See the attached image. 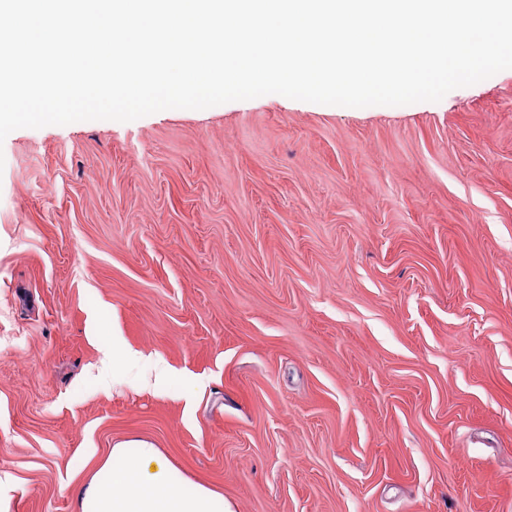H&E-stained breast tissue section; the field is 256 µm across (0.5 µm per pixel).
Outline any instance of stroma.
<instances>
[{
	"instance_id": "stroma-1",
	"label": "stroma",
	"mask_w": 512,
	"mask_h": 512,
	"mask_svg": "<svg viewBox=\"0 0 512 512\" xmlns=\"http://www.w3.org/2000/svg\"><path fill=\"white\" fill-rule=\"evenodd\" d=\"M0 500L145 439L233 512H512V70L0 144ZM180 371L101 374L105 338Z\"/></svg>"
}]
</instances>
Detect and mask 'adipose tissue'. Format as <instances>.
Instances as JSON below:
<instances>
[{"label":"adipose tissue","instance_id":"ef3b65f1","mask_svg":"<svg viewBox=\"0 0 512 512\" xmlns=\"http://www.w3.org/2000/svg\"><path fill=\"white\" fill-rule=\"evenodd\" d=\"M186 479L145 440L113 446L76 495V512H232L220 493Z\"/></svg>","mask_w":512,"mask_h":512}]
</instances>
